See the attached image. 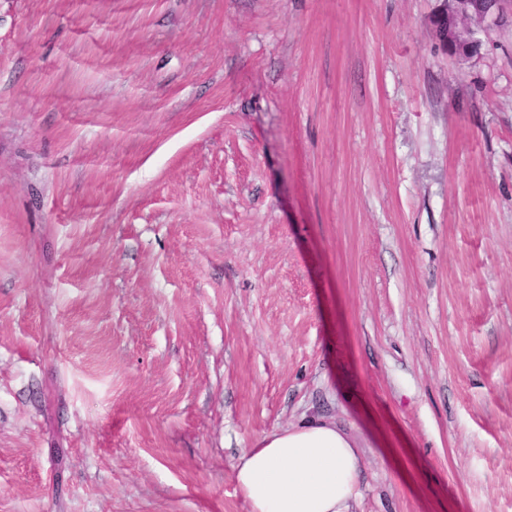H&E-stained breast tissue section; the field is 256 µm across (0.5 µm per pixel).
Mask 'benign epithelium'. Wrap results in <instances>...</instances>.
I'll list each match as a JSON object with an SVG mask.
<instances>
[{"label": "benign epithelium", "instance_id": "1", "mask_svg": "<svg viewBox=\"0 0 512 512\" xmlns=\"http://www.w3.org/2000/svg\"><path fill=\"white\" fill-rule=\"evenodd\" d=\"M507 2L509 0H441L440 8L431 18L441 48L454 54L476 52L479 44L462 22L494 23L503 14V4Z\"/></svg>", "mask_w": 512, "mask_h": 512}]
</instances>
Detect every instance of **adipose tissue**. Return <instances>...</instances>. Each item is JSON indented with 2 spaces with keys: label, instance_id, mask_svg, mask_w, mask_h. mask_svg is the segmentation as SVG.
Here are the masks:
<instances>
[{
  "label": "adipose tissue",
  "instance_id": "1",
  "mask_svg": "<svg viewBox=\"0 0 512 512\" xmlns=\"http://www.w3.org/2000/svg\"><path fill=\"white\" fill-rule=\"evenodd\" d=\"M361 448L335 421L312 418L243 449L234 477L249 512H352Z\"/></svg>",
  "mask_w": 512,
  "mask_h": 512
}]
</instances>
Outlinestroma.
Instances as JSON below:
<instances>
[{
  "mask_svg": "<svg viewBox=\"0 0 512 512\" xmlns=\"http://www.w3.org/2000/svg\"><path fill=\"white\" fill-rule=\"evenodd\" d=\"M0 0V512H249L324 417L354 512H512V15ZM440 8L431 18L432 28L441 48L448 53L471 54L479 44L472 31L461 26L463 21L494 23L503 14V4L509 0H440ZM362 445L336 421L312 418L244 448L234 477L249 512H353Z\"/></svg>",
  "mask_w": 512,
  "mask_h": 512,
  "instance_id": "stroma-1",
  "label": "stroma"
}]
</instances>
